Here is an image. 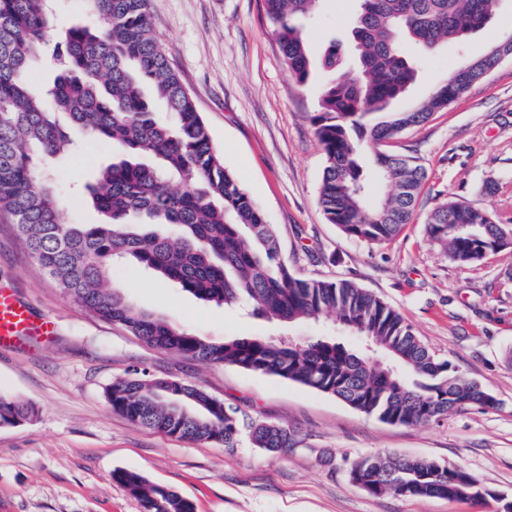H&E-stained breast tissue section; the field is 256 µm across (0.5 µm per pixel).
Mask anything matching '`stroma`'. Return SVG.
Instances as JSON below:
<instances>
[{"label":"stroma","instance_id":"1","mask_svg":"<svg viewBox=\"0 0 512 512\" xmlns=\"http://www.w3.org/2000/svg\"><path fill=\"white\" fill-rule=\"evenodd\" d=\"M356 0H322L304 35L313 61L346 44ZM156 35L195 100L225 166L277 231L281 255L302 278L357 283L398 311L420 340L495 396L426 426L366 417L333 396L277 377L192 361L93 316L33 258L12 216L0 211V283L57 322L52 340L0 349V394L33 404L37 417L0 427V512H140L112 474L140 472L191 500L195 512H503L512 501V246L471 267L452 263L423 224L432 208L462 201L494 220L512 219V58L502 60L424 125L389 143L427 172L417 216L383 245L346 237L319 203L324 157L311 124L327 79L297 87L261 0H150ZM512 32V0L464 48L441 45L394 110L409 109L462 57L490 52ZM121 152L84 145L56 171L62 219L99 216L78 186ZM141 309L220 342L283 336L302 343L321 323L290 326L197 300L141 272L115 278ZM179 379L238 405L251 418L302 431L291 454L181 441L113 413L105 389L136 371ZM430 457L464 466L496 495L483 502L372 496L352 484L350 464L375 454Z\"/></svg>","mask_w":512,"mask_h":512}]
</instances>
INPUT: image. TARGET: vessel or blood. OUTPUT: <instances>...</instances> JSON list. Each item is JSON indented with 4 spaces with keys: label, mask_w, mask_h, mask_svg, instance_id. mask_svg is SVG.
<instances>
[{
    "label": "vessel or blood",
    "mask_w": 512,
    "mask_h": 512,
    "mask_svg": "<svg viewBox=\"0 0 512 512\" xmlns=\"http://www.w3.org/2000/svg\"><path fill=\"white\" fill-rule=\"evenodd\" d=\"M51 315L34 313L14 289L0 287V348L18 346L25 338L54 336Z\"/></svg>",
    "instance_id": "vessel-or-blood-1"
}]
</instances>
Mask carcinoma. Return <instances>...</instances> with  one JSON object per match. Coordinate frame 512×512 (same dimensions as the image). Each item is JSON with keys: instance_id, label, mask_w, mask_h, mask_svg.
Wrapping results in <instances>:
<instances>
[{"instance_id": "obj_1", "label": "carcinoma", "mask_w": 512, "mask_h": 512, "mask_svg": "<svg viewBox=\"0 0 512 512\" xmlns=\"http://www.w3.org/2000/svg\"><path fill=\"white\" fill-rule=\"evenodd\" d=\"M96 22L54 34L51 0H0V209L14 218L34 259L59 287L95 316L125 326L159 349L202 362L274 376L334 396L381 422H436L468 407L490 409L495 397L432 354L399 312L349 280L295 276L276 231L224 167L195 102L158 41L149 0H82ZM321 0H262L289 75L308 85L312 69L302 22ZM503 0H359L351 35L354 75L341 71V45L324 52L319 112L312 118L325 164L319 201L329 223L372 245L398 235L416 215L426 179L412 157L381 149L404 130L448 107L499 58L465 59L412 109L390 103L416 82L437 47L461 43ZM47 59L53 77L38 88L29 68ZM152 89L153 97L143 92ZM164 102L163 121L153 100ZM64 112L70 124L63 125ZM121 146L126 157L101 167L84 186L102 215L98 224H66L64 198L47 164L65 156L75 134ZM374 149L372 168L360 161ZM424 224L448 259L473 265L512 244V224L463 202L431 209ZM145 269L206 303L255 318L294 323L329 316L362 337L353 348L323 335L306 343L266 336L213 342L139 309L111 274ZM112 411L183 441L286 454L296 427L247 420L238 407L189 382L143 371L112 381ZM35 407L0 394V426H17ZM351 481L373 496L479 501L494 493L466 468L425 457L367 455ZM112 478L141 512H194V505L141 473Z\"/></svg>"}]
</instances>
